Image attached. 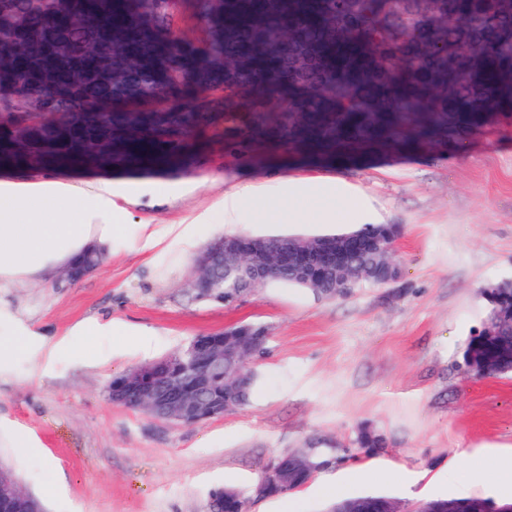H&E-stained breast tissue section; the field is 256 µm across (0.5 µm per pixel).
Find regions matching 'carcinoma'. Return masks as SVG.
Wrapping results in <instances>:
<instances>
[{
  "label": "carcinoma",
  "mask_w": 512,
  "mask_h": 512,
  "mask_svg": "<svg viewBox=\"0 0 512 512\" xmlns=\"http://www.w3.org/2000/svg\"><path fill=\"white\" fill-rule=\"evenodd\" d=\"M204 17L207 41L186 44L155 0H44L30 13L24 0H0L14 21L0 27V56L10 81L0 86V164L32 176L57 166L124 164L158 171L179 167L197 147L196 133L208 121L207 142L224 145L239 160H266L272 146L329 155L336 144L444 143L462 124L512 112V9L488 22V0H441L440 17L405 16L396 0H176L172 10ZM115 22L125 32L121 49L102 43L97 28ZM52 33L64 48L35 54L30 43ZM480 42L495 54L474 60ZM155 56L150 68L127 61L136 52ZM108 62L116 83L96 80ZM195 86L201 95L183 110L161 105ZM24 95L46 100L24 139L16 135ZM491 96L484 111L476 103ZM90 112H100L95 120ZM399 230L361 224L310 238L274 236L304 248L319 239L386 240ZM363 276L345 288L372 284L375 258L354 256ZM268 282L311 289L290 270ZM240 273L207 289L209 300L236 293ZM512 296V280L486 287L485 299ZM486 374L512 372V324L483 347Z\"/></svg>",
  "instance_id": "carcinoma-1"
}]
</instances>
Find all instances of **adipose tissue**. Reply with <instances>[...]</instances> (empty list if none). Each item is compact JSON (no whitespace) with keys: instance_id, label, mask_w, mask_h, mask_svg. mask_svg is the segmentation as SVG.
Returning <instances> with one entry per match:
<instances>
[{"instance_id":"ef3b65f1","label":"adipose tissue","mask_w":512,"mask_h":512,"mask_svg":"<svg viewBox=\"0 0 512 512\" xmlns=\"http://www.w3.org/2000/svg\"><path fill=\"white\" fill-rule=\"evenodd\" d=\"M278 192L261 195L255 185L240 184L224 194L207 224L189 225L203 237L213 226L265 224H383L387 217L369 192L344 178H283ZM103 181L76 193L68 184L45 180H0V288H27L67 274L93 251L111 252L122 229V214Z\"/></svg>"}]
</instances>
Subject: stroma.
Returning <instances> with one entry per match:
<instances>
[{"mask_svg":"<svg viewBox=\"0 0 512 512\" xmlns=\"http://www.w3.org/2000/svg\"><path fill=\"white\" fill-rule=\"evenodd\" d=\"M341 175L368 190L400 227L399 287L344 297L270 283L231 304L195 300L188 285L205 241L178 232L207 223L225 191L250 179ZM57 180L122 185L125 213L110 258L76 281L26 292L0 288V466L46 512H207L211 494L248 495L263 470L314 445L344 448L291 497L327 512L342 498L382 493L402 506L440 498L512 500L491 485L512 453V374L477 377L465 343L486 319L483 287L512 277V115L465 129L445 147L372 144L342 168L284 150L264 167L220 147L160 175L65 171ZM173 192L157 197L150 183ZM129 337L74 336L86 319ZM242 323L268 327L248 403L182 425L113 403V378L183 351L199 335ZM387 446L359 448L360 429Z\"/></svg>","mask_w":512,"mask_h":512,"instance_id":"stroma-1","label":"stroma"}]
</instances>
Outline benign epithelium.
<instances>
[{"mask_svg":"<svg viewBox=\"0 0 512 512\" xmlns=\"http://www.w3.org/2000/svg\"><path fill=\"white\" fill-rule=\"evenodd\" d=\"M370 246L380 258L377 284L385 286L397 282L400 268L395 262L394 246L379 242H372ZM227 259L239 263L243 276L250 282L249 287L237 290L238 299L262 286L277 270L293 269L312 282L317 270L327 271L335 287L315 289L320 295L338 293L339 288L355 278L357 271L350 262L346 243L338 246L324 240L306 251H298L281 243L272 246L258 238L234 237L216 240L204 249L197 260V280L211 279ZM231 335L233 332L226 329L222 333L196 337L184 356L162 360V374L156 373L151 365L134 375L114 378L109 386L110 397L116 402L147 407L155 416L187 425L224 415L231 405L221 393V387L235 385L238 377L236 371L230 374L224 371V337ZM314 475L315 471L301 464L299 455L283 457L253 486L252 499L263 500L294 491ZM1 505L14 512H45L37 498L22 492L15 479L5 474L0 475ZM226 505L242 509V495L236 490H224L218 496H211L209 512H224ZM355 512H512V502L498 504L489 499L455 498L405 508L391 499L366 498L358 501Z\"/></svg>","mask_w":512,"mask_h":512,"instance_id":"obj_1","label":"benign epithelium"}]
</instances>
